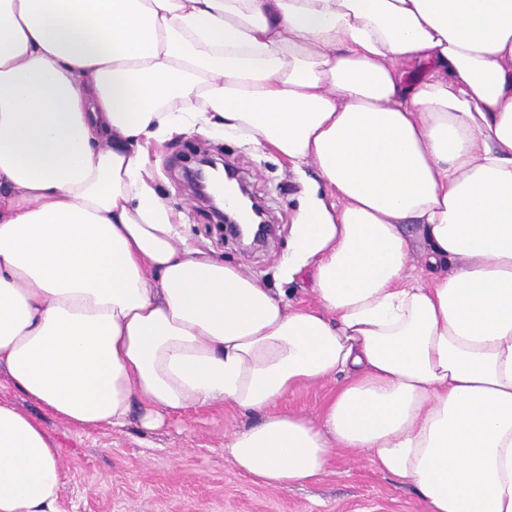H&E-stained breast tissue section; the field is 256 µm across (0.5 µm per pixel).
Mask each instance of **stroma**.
<instances>
[{"instance_id": "1", "label": "stroma", "mask_w": 512, "mask_h": 512, "mask_svg": "<svg viewBox=\"0 0 512 512\" xmlns=\"http://www.w3.org/2000/svg\"><path fill=\"white\" fill-rule=\"evenodd\" d=\"M203 151L232 162L269 208L277 231L258 250L226 239L210 212L194 203L184 168ZM153 185L176 214L188 245L262 279L290 304L310 302L303 281H287L291 227L300 211L303 184L314 166L296 172L277 154L247 140L206 132L184 134L153 146ZM0 401L40 421L62 449L64 486L58 512H424L410 486L379 472L365 453L334 452L318 478L276 490L244 475L225 446L255 417L230 403L192 409L184 418L144 432L137 419L84 430L54 417L19 393L0 373Z\"/></svg>"}]
</instances>
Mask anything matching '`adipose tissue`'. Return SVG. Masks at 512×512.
<instances>
[{"instance_id":"adipose-tissue-1","label":"adipose tissue","mask_w":512,"mask_h":512,"mask_svg":"<svg viewBox=\"0 0 512 512\" xmlns=\"http://www.w3.org/2000/svg\"><path fill=\"white\" fill-rule=\"evenodd\" d=\"M192 131L316 166L311 302L184 242L147 148ZM0 369L82 429L258 414L227 450L270 488L349 448L512 512V0H0ZM60 454L0 402V512H56ZM339 381L336 378L326 379L319 383L299 389L281 404V408L296 411L309 416H317L326 401L335 393Z\"/></svg>"}]
</instances>
